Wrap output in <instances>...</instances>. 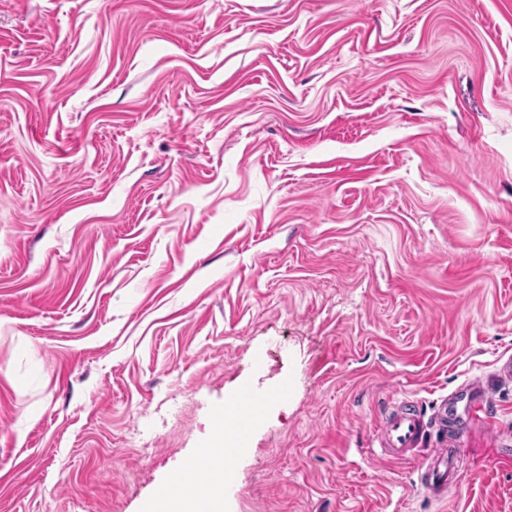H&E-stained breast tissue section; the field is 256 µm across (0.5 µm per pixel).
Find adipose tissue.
<instances>
[{"instance_id":"adipose-tissue-1","label":"adipose tissue","mask_w":512,"mask_h":512,"mask_svg":"<svg viewBox=\"0 0 512 512\" xmlns=\"http://www.w3.org/2000/svg\"><path fill=\"white\" fill-rule=\"evenodd\" d=\"M235 452L234 437L215 422L209 443L156 490L147 512H224L225 462Z\"/></svg>"}]
</instances>
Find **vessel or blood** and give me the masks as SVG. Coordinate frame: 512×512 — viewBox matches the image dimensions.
Segmentation results:
<instances>
[{
  "label": "vessel or blood",
  "mask_w": 512,
  "mask_h": 512,
  "mask_svg": "<svg viewBox=\"0 0 512 512\" xmlns=\"http://www.w3.org/2000/svg\"><path fill=\"white\" fill-rule=\"evenodd\" d=\"M491 394L478 382L463 385L454 394L443 397L431 416H424L417 409L415 400L404 398L396 401L392 412L382 424L383 452L392 456L422 447L428 429L447 432L450 421L458 414L468 416L470 423H485L492 417ZM419 485L433 500L443 501L448 491L460 480V467L451 441L432 449L420 465Z\"/></svg>",
  "instance_id": "vessel-or-blood-1"
}]
</instances>
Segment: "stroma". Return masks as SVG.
Returning <instances> with one entry per match:
<instances>
[{"instance_id": "1", "label": "stroma", "mask_w": 512, "mask_h": 512, "mask_svg": "<svg viewBox=\"0 0 512 512\" xmlns=\"http://www.w3.org/2000/svg\"><path fill=\"white\" fill-rule=\"evenodd\" d=\"M512 0H0V512H512ZM496 400L460 486L393 398ZM464 401L463 413L469 422L487 423L492 418V395L478 382H468L452 395L443 397L432 415L417 410L415 400H396L392 412L382 424V452L390 456H403L408 450L421 448L428 429L435 428L443 435L440 448H433L420 464L419 485L434 501L448 499V490L460 480V467L454 444L446 438L448 422L459 416L458 404ZM239 407L224 409L223 420L213 425L212 436L199 454L187 460L169 480L161 485L148 502V512H223L224 511V472L225 460L232 457L241 447L238 437L228 435L224 438V423L237 424ZM226 425L227 429H232ZM201 459L204 469L199 466Z\"/></svg>"}]
</instances>
